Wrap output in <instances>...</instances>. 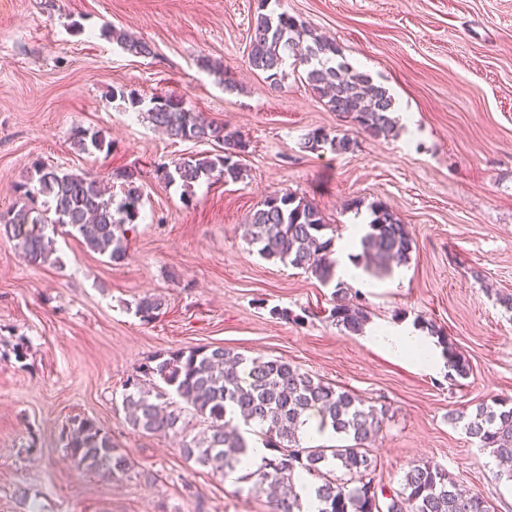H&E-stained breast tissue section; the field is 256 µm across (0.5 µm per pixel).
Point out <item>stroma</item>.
<instances>
[{"label": "stroma", "instance_id": "35a3bbf8", "mask_svg": "<svg viewBox=\"0 0 512 512\" xmlns=\"http://www.w3.org/2000/svg\"><path fill=\"white\" fill-rule=\"evenodd\" d=\"M258 0H0V210L17 199L35 162L113 182L132 173L144 208L119 265L56 235L53 265L23 261L0 238V512H271L251 482L186 460L182 445L205 423L182 412L177 434L128 422V378L155 355L222 346L287 360L386 408L372 447L376 479L399 490L411 465L447 468L495 512H512V482L497 478L452 415L495 399L512 405V0H281L332 38L342 58L413 112L414 130L374 138L332 112L292 72L273 88L247 64ZM151 43L149 57L102 29ZM221 64L201 68L200 59ZM237 84L224 89L225 78ZM175 93L188 108L248 144L234 183L190 192L156 174L211 142H171L144 114L112 101L114 87ZM320 128L348 135L352 152L311 151ZM104 131L107 152L81 153L75 130ZM115 196L125 186L113 182ZM293 193L342 239L361 211L386 205L413 250L400 274L345 283L368 325L433 323L468 360V378L426 374L336 325L334 284L261 257L244 237L267 196ZM162 301L143 321V297ZM28 351L16 361L13 347ZM95 421L134 464L114 482L78 469L65 443Z\"/></svg>", "mask_w": 512, "mask_h": 512}]
</instances>
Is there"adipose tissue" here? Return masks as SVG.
Wrapping results in <instances>:
<instances>
[{
	"instance_id": "ef3b65f1",
	"label": "adipose tissue",
	"mask_w": 512,
	"mask_h": 512,
	"mask_svg": "<svg viewBox=\"0 0 512 512\" xmlns=\"http://www.w3.org/2000/svg\"><path fill=\"white\" fill-rule=\"evenodd\" d=\"M368 343L389 353L403 357L415 354L419 369L429 374L445 371L446 361L433 337L422 333L419 327L401 323L365 330Z\"/></svg>"
}]
</instances>
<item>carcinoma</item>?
<instances>
[{"label":"carcinoma","mask_w":512,"mask_h":512,"mask_svg":"<svg viewBox=\"0 0 512 512\" xmlns=\"http://www.w3.org/2000/svg\"><path fill=\"white\" fill-rule=\"evenodd\" d=\"M268 0H259L253 35L247 54L249 67L265 75L277 87L288 76V59L306 67L305 81L326 100L328 108L356 124L372 137H386L395 128L394 101L382 84L344 61L340 50L286 11L267 10ZM107 38L143 57L154 55L152 45L109 29ZM133 109L147 114L152 126L174 141H214L223 153L195 154L169 168L162 164L157 175L167 184H180L188 191L202 180L236 181L243 168L242 155L248 144L239 133L202 118L186 107L175 94H154L145 100L130 96ZM74 148L83 153L111 148L106 136L79 130L73 134ZM328 145L338 154L353 150L348 136H332L321 129L309 131L304 147L314 151ZM115 178L127 189L119 202L105 193L88 175L60 171L37 164L34 176L17 187L21 204L0 211V236L15 241V247L30 264H53L54 240L48 227H62L89 250L105 255L116 264L127 259V225L135 223L143 206L142 194L133 185L132 174L119 172ZM44 198L35 210L29 201ZM369 230L360 237L358 259L363 270L379 277L391 265L405 264L413 240L393 211L380 203L370 205ZM321 211L291 193L269 196L249 215L244 224L249 243L259 253L315 276L324 284L335 276L332 258L334 237ZM162 302L144 298L136 313L145 321L159 315ZM336 324L359 334L367 322L366 310L346 300L343 288L336 290L331 311ZM440 336L448 360V372L465 378L468 361L455 344L430 325ZM155 365L143 377L127 380L122 406L132 427L148 434L167 435L179 430L181 411L164 402L175 394L207 422L188 443V459L224 474L236 470L249 447L245 433L253 432L269 449L257 468L248 474L253 489L268 484L275 489L272 512H304L296 481H307L322 504L319 512H493L483 497L459 492L456 481L438 464L414 465L405 473L402 488L390 497L379 498L373 474L377 461L370 453L382 431L386 411L367 403L349 390L337 389L291 363L277 358L244 357L221 346L178 349L155 357ZM315 418L320 429L331 428L345 444L306 445L302 428ZM462 425L477 447L488 449L503 463H512V407L504 400L482 404L473 414L452 418ZM65 447L76 465L114 481L133 471V464L94 421L83 419L69 432Z\"/></svg>","instance_id":"cac0c4a2"}]
</instances>
